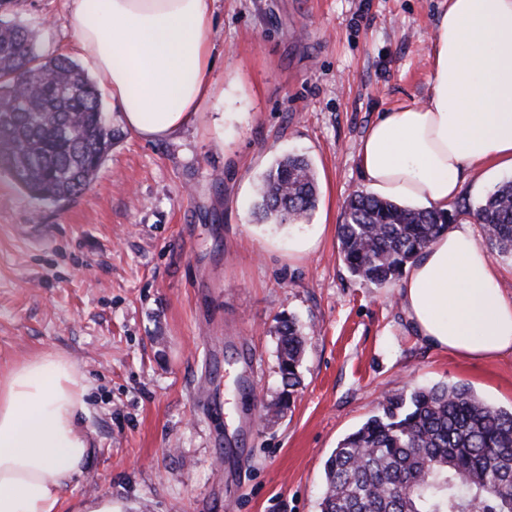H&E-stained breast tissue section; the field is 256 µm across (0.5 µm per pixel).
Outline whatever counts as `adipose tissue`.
Masks as SVG:
<instances>
[{"mask_svg":"<svg viewBox=\"0 0 512 512\" xmlns=\"http://www.w3.org/2000/svg\"><path fill=\"white\" fill-rule=\"evenodd\" d=\"M216 0H66L73 52L111 89L125 126L178 136L212 98ZM430 41L425 103L381 113L358 149L382 196L447 209L468 178L512 167V0H444ZM474 224L452 225L398 288L411 327L472 361L512 355V297ZM86 377L44 352L0 377V512H60L91 453L80 420Z\"/></svg>","mask_w":512,"mask_h":512,"instance_id":"adipose-tissue-1","label":"adipose tissue"}]
</instances>
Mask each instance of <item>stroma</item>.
<instances>
[{
  "label": "stroma",
  "mask_w": 512,
  "mask_h": 512,
  "mask_svg": "<svg viewBox=\"0 0 512 512\" xmlns=\"http://www.w3.org/2000/svg\"><path fill=\"white\" fill-rule=\"evenodd\" d=\"M442 0H216L215 94L179 137L124 128L89 187L54 203L0 170V374L45 351L88 383L92 453L62 512L108 495L117 512H319L324 462L382 396L461 384L512 407V356L469 361L408 324L395 285L353 277L338 252L365 190L359 142L377 116L430 93ZM40 51L68 54L63 0H25ZM319 183L304 223L252 217L274 160ZM306 335L284 415L281 313Z\"/></svg>",
  "instance_id": "stroma-1"
}]
</instances>
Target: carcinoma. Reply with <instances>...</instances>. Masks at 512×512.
<instances>
[{
	"instance_id": "cac0c4a2",
	"label": "carcinoma",
	"mask_w": 512,
	"mask_h": 512,
	"mask_svg": "<svg viewBox=\"0 0 512 512\" xmlns=\"http://www.w3.org/2000/svg\"><path fill=\"white\" fill-rule=\"evenodd\" d=\"M22 2L0 0V163L31 195L68 200L91 183L117 134L96 82L75 61L41 54L38 31L15 20ZM317 200L312 164L288 154L262 176L253 210L263 223L300 224ZM455 213L473 216L498 254L512 257V180ZM452 219L358 191L338 225L339 255L354 277L381 288ZM275 332L283 389L262 410L278 415L301 385L305 338L291 314L277 318ZM324 473L320 512H512V410L464 385L388 395L339 442Z\"/></svg>"
}]
</instances>
